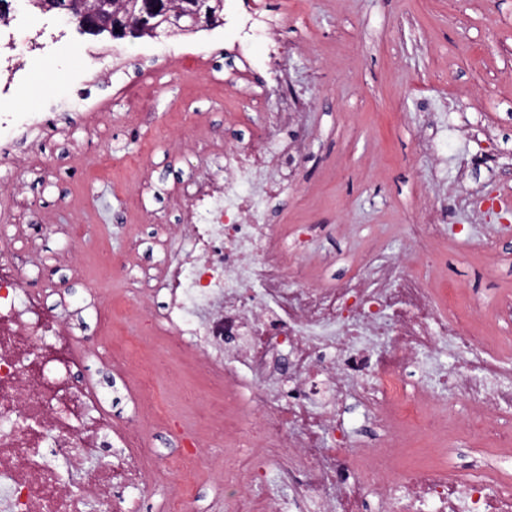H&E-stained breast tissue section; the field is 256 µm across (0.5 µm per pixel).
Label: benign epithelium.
<instances>
[{"instance_id": "1", "label": "benign epithelium", "mask_w": 512, "mask_h": 512, "mask_svg": "<svg viewBox=\"0 0 512 512\" xmlns=\"http://www.w3.org/2000/svg\"><path fill=\"white\" fill-rule=\"evenodd\" d=\"M143 8L135 20L125 15L123 4L104 5L99 0H49L47 7L68 23L82 25L83 30L95 33L106 29L112 39L136 37L143 32L160 35L171 27L195 28L199 25H215L221 21L212 12L209 0H164L159 10H154L151 0H142Z\"/></svg>"}]
</instances>
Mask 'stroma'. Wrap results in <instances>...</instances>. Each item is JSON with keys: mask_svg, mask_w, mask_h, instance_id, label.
I'll list each match as a JSON object with an SVG mask.
<instances>
[{"mask_svg": "<svg viewBox=\"0 0 512 512\" xmlns=\"http://www.w3.org/2000/svg\"><path fill=\"white\" fill-rule=\"evenodd\" d=\"M256 2L272 30L243 35L247 0H224L220 23L148 40L83 34L54 14L27 11L33 24L65 30L68 43L36 69L32 95L11 103L51 120L18 139L22 163L0 159V225L24 226L19 248L32 285L68 289V320L81 335L96 333L90 301L103 287L97 260L72 275L71 225H85L112 251H133L134 266L105 287L128 295L169 260L161 227L182 223L179 192L218 163L217 144L244 145L250 125L295 95L306 102L302 157L294 190L270 203L268 220L322 225L309 251L327 259L326 278L348 275L349 251L379 235L391 255L405 254L406 229L422 221L420 197L444 205L448 188L476 185L512 197V184L496 173L457 179L464 155L512 160V0ZM274 39L287 47L282 85L263 68ZM186 54L198 56L197 71H181ZM239 54L257 67L250 77L233 63ZM133 84L146 108L126 94ZM424 128L432 134L426 148L418 139ZM42 224L57 233L39 232ZM452 224L446 291L474 289L487 300L512 289V235L498 239L503 260L491 271L453 249L461 236L478 246L493 223L463 208ZM85 373L113 416H130L123 378L96 355ZM202 454L200 512H226L224 451Z\"/></svg>", "mask_w": 512, "mask_h": 512, "instance_id": "stroma-1", "label": "stroma"}]
</instances>
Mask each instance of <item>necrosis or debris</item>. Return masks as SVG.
I'll list each match as a JSON object with an SVG mask.
<instances>
[{
	"mask_svg": "<svg viewBox=\"0 0 512 512\" xmlns=\"http://www.w3.org/2000/svg\"><path fill=\"white\" fill-rule=\"evenodd\" d=\"M56 50L43 29L0 13V104ZM301 148L293 113H267L249 144L225 147L220 170L182 189L175 254L143 286L164 298L151 318L163 355L201 377L224 411L168 463L144 429L160 417L155 364L113 348L112 368L137 378L141 410L113 420L84 378L88 338L29 288L13 238L0 237V512H133L163 470L196 484L200 451L216 444L229 449L235 512H369L373 499L380 512H512V336L502 333L512 290L487 304L428 284L447 262L450 210L475 192L449 191L447 208L410 226L419 267L380 242L353 253L348 279L327 284L299 262L311 225L266 221ZM352 406L374 432V458L345 424ZM116 441L122 455L101 461ZM467 441L478 455L468 474H453L455 445ZM286 446L277 478L287 505L241 491L246 479L267 483L245 449L271 458Z\"/></svg>",
	"mask_w": 512,
	"mask_h": 512,
	"instance_id": "4bbe7bcc",
	"label": "necrosis or debris"
}]
</instances>
